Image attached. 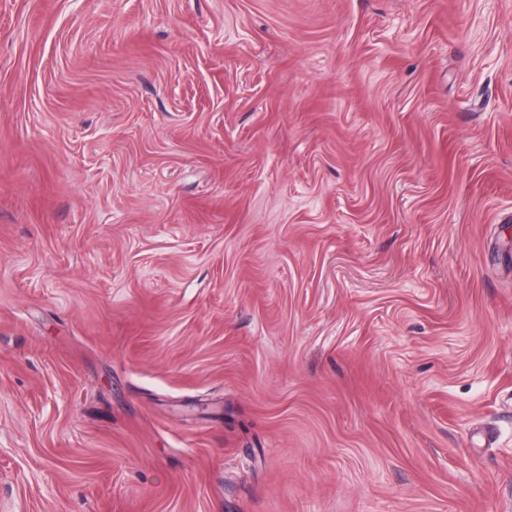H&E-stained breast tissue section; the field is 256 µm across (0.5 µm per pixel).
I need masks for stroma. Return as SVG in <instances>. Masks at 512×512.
Here are the masks:
<instances>
[{
    "instance_id": "1",
    "label": "stroma",
    "mask_w": 512,
    "mask_h": 512,
    "mask_svg": "<svg viewBox=\"0 0 512 512\" xmlns=\"http://www.w3.org/2000/svg\"><path fill=\"white\" fill-rule=\"evenodd\" d=\"M0 512H512V0H0Z\"/></svg>"
}]
</instances>
